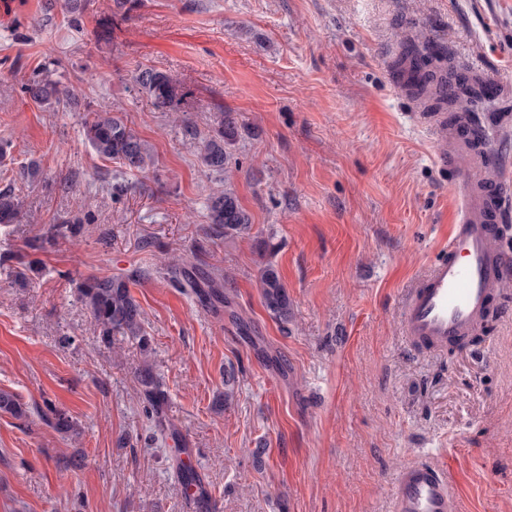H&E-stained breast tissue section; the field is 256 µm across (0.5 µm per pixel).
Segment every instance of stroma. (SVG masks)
Here are the masks:
<instances>
[{"instance_id": "1", "label": "stroma", "mask_w": 512, "mask_h": 512, "mask_svg": "<svg viewBox=\"0 0 512 512\" xmlns=\"http://www.w3.org/2000/svg\"><path fill=\"white\" fill-rule=\"evenodd\" d=\"M419 30L497 83L489 133L512 173V0H86L76 27L49 0H0V188L31 215L0 229V390L30 409L0 412V512H391L400 468L430 457L457 512H512V287L463 347L409 342L401 325L448 245L461 167L440 165L394 67L399 36ZM44 66L75 107L22 93ZM139 67L191 91L187 122L139 91ZM91 109L124 118L149 175L85 143ZM219 112L238 128L227 177L197 155ZM227 183L252 224L233 240L209 232L208 197ZM75 213L92 218L78 241L28 248ZM170 260L221 274L223 304L170 283ZM268 263L285 324L262 302ZM136 270L147 352L102 342L75 288ZM146 368L166 394L161 428L137 383ZM229 370L236 395L218 408ZM48 401L74 433L38 415ZM179 457L201 479L191 507ZM259 287L266 309L280 323H288L291 314L288 293L278 270L272 264H266L261 269Z\"/></svg>"}]
</instances>
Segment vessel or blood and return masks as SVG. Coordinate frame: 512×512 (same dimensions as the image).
<instances>
[{"mask_svg":"<svg viewBox=\"0 0 512 512\" xmlns=\"http://www.w3.org/2000/svg\"><path fill=\"white\" fill-rule=\"evenodd\" d=\"M458 181L461 206L448 248L411 289L401 316L411 340L436 348L476 332L495 287L512 278V254L502 250L494 230L512 216V202L500 195L488 203L467 173ZM392 500V512H456L452 485L434 460L403 466Z\"/></svg>","mask_w":512,"mask_h":512,"instance_id":"1","label":"vessel or blood"}]
</instances>
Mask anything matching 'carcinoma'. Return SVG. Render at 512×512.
Segmentation results:
<instances>
[{
	"instance_id": "cac0c4a2",
	"label": "carcinoma",
	"mask_w": 512,
	"mask_h": 512,
	"mask_svg": "<svg viewBox=\"0 0 512 512\" xmlns=\"http://www.w3.org/2000/svg\"><path fill=\"white\" fill-rule=\"evenodd\" d=\"M400 43L403 51L397 66L406 78V86L417 97L430 103L436 111L453 113V130L469 146L476 147L471 140L473 131L470 127L471 116L477 104L487 96V88L480 79L462 72L450 65L446 77L440 78L441 71L427 68V65L441 60L435 51L419 41L402 37ZM138 89L145 92L160 112H173L187 120V93L178 90L169 75L152 67L139 68L133 75ZM22 91L34 102L58 107L72 104L70 92L61 88L59 82L50 75L37 73L23 86ZM83 134L87 143L104 160L120 164L127 170L146 174L153 166V158L146 145L140 140L130 126L121 117L107 111H97L93 117L85 120ZM237 137V122L230 112H220L216 116L208 134L201 140L200 161L209 170L224 173L229 178L232 172L233 154L231 146ZM28 215L23 211V204L15 190L7 186L0 190V225L22 224ZM208 219L216 233H224V238L233 239L249 233L251 222L248 214L241 207L237 196L230 188L218 190L212 194L208 203ZM92 223L89 215L76 214L50 225L47 239L70 241L78 237L83 225ZM165 275L179 288H188L195 294L202 305L223 299V283L213 277L200 276L193 266L170 263L165 268ZM130 274L115 276H89L76 286L78 298L85 305L103 342L112 344L115 336H128L138 340L142 350L150 346V336L144 328L143 311L130 290ZM259 287L266 309L281 323L290 318L288 293L282 283L278 270L271 264L260 271ZM141 393L147 401V412L159 415L160 401L165 397L162 384L150 369L138 375ZM0 412L15 417H24L29 407L16 395L0 390ZM51 427L59 433L74 431L70 417L63 410L52 404H46L42 412Z\"/></svg>"
}]
</instances>
